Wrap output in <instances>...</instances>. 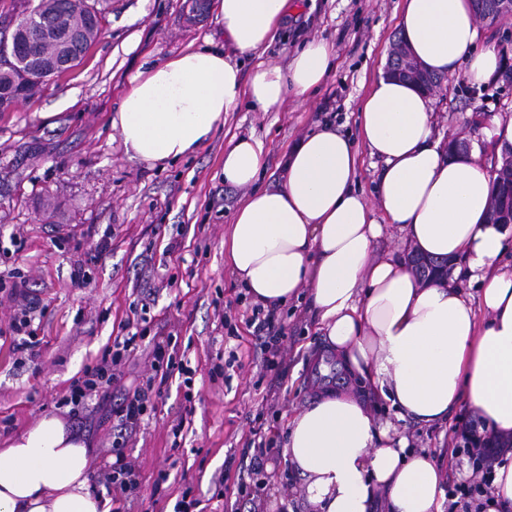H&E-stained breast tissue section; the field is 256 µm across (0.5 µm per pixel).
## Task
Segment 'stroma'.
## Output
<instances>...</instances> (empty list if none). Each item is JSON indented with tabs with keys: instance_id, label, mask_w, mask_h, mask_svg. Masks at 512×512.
Segmentation results:
<instances>
[{
	"instance_id": "stroma-1",
	"label": "stroma",
	"mask_w": 512,
	"mask_h": 512,
	"mask_svg": "<svg viewBox=\"0 0 512 512\" xmlns=\"http://www.w3.org/2000/svg\"><path fill=\"white\" fill-rule=\"evenodd\" d=\"M298 2L263 58L284 66L305 41L325 39L335 58L322 86L288 95L268 112L242 101L206 144L177 161L130 159L110 118L140 69L192 44L223 47L217 0H103L101 31L82 63L0 112V448L43 415L66 418L91 445L92 474L117 450L133 464L141 492L126 512H174L186 490L204 512H310L283 448L288 419L315 395L313 358L322 339L307 302L289 301L276 312L285 327L284 361L278 370L263 368L247 322L253 302L224 256V237L246 195L224 183V147L235 137L265 143L256 181L263 188L275 184L288 149L311 129L330 121L356 136L358 107L388 58L403 0ZM433 98L439 136L456 135L495 155L483 128L492 113H512V77L479 86L461 74L443 81ZM102 236L107 248L89 261ZM77 268L85 273L79 285L71 278ZM19 288L44 309L32 322L39 355L25 363L13 352L10 328L20 314ZM145 325L171 339L194 369L192 401L169 385L126 436L101 422L94 396L85 401L84 423L70 419L58 401L71 379L125 327ZM374 411L458 481L447 449L464 412L421 426L397 420L381 398ZM256 414L272 446L259 487L239 480L253 454L247 419ZM176 427L183 441L175 450Z\"/></svg>"
}]
</instances>
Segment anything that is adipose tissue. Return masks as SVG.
Returning <instances> with one entry per match:
<instances>
[{
    "label": "adipose tissue",
    "instance_id": "ef3b65f1",
    "mask_svg": "<svg viewBox=\"0 0 512 512\" xmlns=\"http://www.w3.org/2000/svg\"><path fill=\"white\" fill-rule=\"evenodd\" d=\"M292 0H219L234 54L261 55ZM399 34L425 68L476 84L499 68L478 46L474 0H404ZM234 55L203 46L132 77L111 118L132 159L164 164L194 154L242 100L281 106L325 80L328 43L308 41L287 66L257 64L243 79ZM382 164L378 202L356 187L359 147ZM261 140L231 141L224 182L248 188L224 241L231 270L254 302L271 308L308 289L325 352L360 384L324 388L286 424L284 459L316 512H443L446 472L416 453L393 423L422 425L467 408L500 447L512 446V232L489 223L494 166L480 149L447 154L435 135L430 92L385 75L358 114V136L325 124L289 152L281 184L255 189ZM417 253L448 259L452 278L422 282L394 253L376 256L383 231ZM477 294H470V287ZM93 494L89 445L61 419L42 417L0 448V512H110Z\"/></svg>",
    "mask_w": 512,
    "mask_h": 512
}]
</instances>
